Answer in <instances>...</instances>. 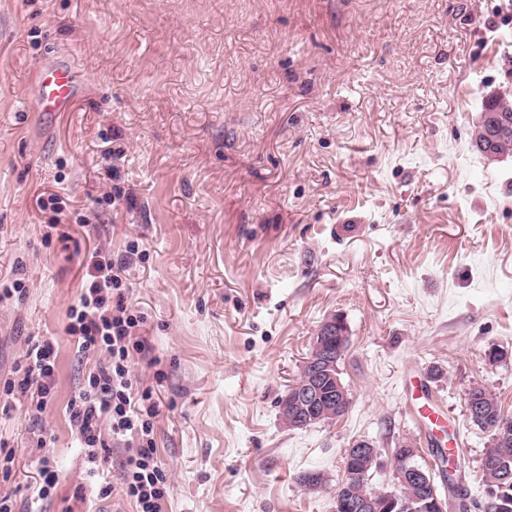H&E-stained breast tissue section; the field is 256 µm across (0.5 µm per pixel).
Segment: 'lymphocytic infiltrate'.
Returning a JSON list of instances; mask_svg holds the SVG:
<instances>
[{"label":"lymphocytic infiltrate","instance_id":"lymphocytic-infiltrate-1","mask_svg":"<svg viewBox=\"0 0 512 512\" xmlns=\"http://www.w3.org/2000/svg\"><path fill=\"white\" fill-rule=\"evenodd\" d=\"M127 262L113 261L108 250L92 254L78 301L69 310L67 332L82 353L101 359L67 405L75 438L89 477L98 481V496L113 491L132 502L136 512H163L169 493L158 459L154 391L138 387L133 374L136 355L144 353L142 315L124 295ZM57 349L53 337L31 343L24 363L0 380V403L11 405L27 397L30 409L42 410L55 388ZM121 449L118 475L105 472L110 449Z\"/></svg>","mask_w":512,"mask_h":512}]
</instances>
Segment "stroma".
<instances>
[{
	"mask_svg": "<svg viewBox=\"0 0 512 512\" xmlns=\"http://www.w3.org/2000/svg\"><path fill=\"white\" fill-rule=\"evenodd\" d=\"M48 62L76 69L73 111H35ZM502 92L512 0H0V280L29 286L0 301V376L31 341L58 347L45 409L0 412V491L26 507L45 457L48 512L95 500L64 408L97 358L68 311L95 248L117 260L134 240L166 512H333L359 439L381 453L371 487L393 490L403 440L433 463L405 381L435 367L455 481L484 500L490 436L465 399L487 388L512 416V156L472 136ZM53 193L62 213L39 207ZM334 315L351 406L288 428L276 401ZM313 470L329 486L298 483ZM57 483V471L50 465L47 459H41L38 478H35L34 485L29 487L31 505L51 500Z\"/></svg>",
	"mask_w": 512,
	"mask_h": 512,
	"instance_id": "obj_1",
	"label": "stroma"
}]
</instances>
